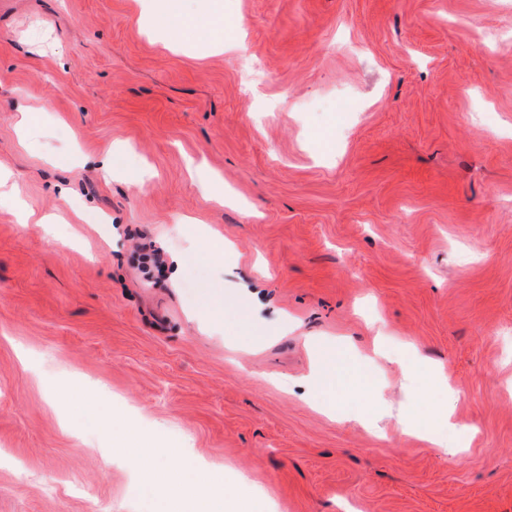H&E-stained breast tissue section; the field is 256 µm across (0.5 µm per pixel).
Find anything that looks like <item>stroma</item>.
Here are the masks:
<instances>
[{
    "mask_svg": "<svg viewBox=\"0 0 512 512\" xmlns=\"http://www.w3.org/2000/svg\"><path fill=\"white\" fill-rule=\"evenodd\" d=\"M148 28L141 0H0V512H159L116 413L256 512H512V0H224L234 52ZM359 404L451 406L469 445L325 412ZM313 351L315 362L309 375L310 382L318 386L330 384L336 376V347L316 343L313 345Z\"/></svg>",
    "mask_w": 512,
    "mask_h": 512,
    "instance_id": "obj_1",
    "label": "stroma"
}]
</instances>
